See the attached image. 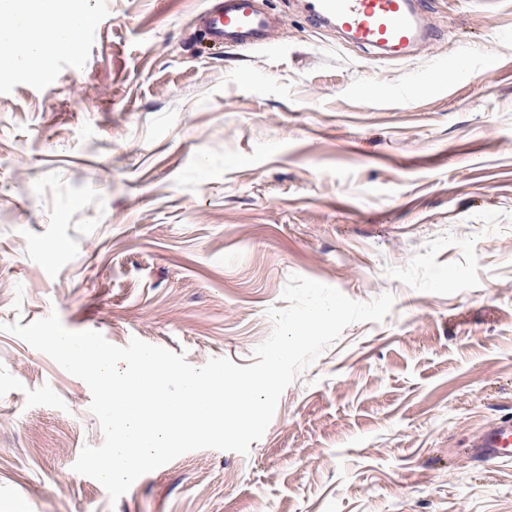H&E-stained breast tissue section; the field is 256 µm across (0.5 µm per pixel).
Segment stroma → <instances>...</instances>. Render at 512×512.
<instances>
[{
  "label": "stroma",
  "instance_id": "1",
  "mask_svg": "<svg viewBox=\"0 0 512 512\" xmlns=\"http://www.w3.org/2000/svg\"><path fill=\"white\" fill-rule=\"evenodd\" d=\"M81 65L0 77V512H512V0H425L389 61L261 0L269 50L209 0H91ZM393 295L298 374L247 454L200 449L118 500L73 465L91 393L6 324L57 314L199 367L254 364L291 276ZM201 21L215 44L268 48L272 45L274 18L257 5L258 0H217ZM469 448L473 458L485 463L512 458V418L489 423Z\"/></svg>",
  "mask_w": 512,
  "mask_h": 512
}]
</instances>
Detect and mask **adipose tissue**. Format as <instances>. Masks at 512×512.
Returning a JSON list of instances; mask_svg holds the SVG:
<instances>
[{"mask_svg":"<svg viewBox=\"0 0 512 512\" xmlns=\"http://www.w3.org/2000/svg\"><path fill=\"white\" fill-rule=\"evenodd\" d=\"M13 22L0 27V76L24 73L31 61L80 46L96 16L90 0H0Z\"/></svg>","mask_w":512,"mask_h":512,"instance_id":"obj_1","label":"adipose tissue"}]
</instances>
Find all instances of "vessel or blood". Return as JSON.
I'll list each match as a JSON object with an SVG mask.
<instances>
[{
  "label": "vessel or blood",
  "instance_id": "1",
  "mask_svg": "<svg viewBox=\"0 0 512 512\" xmlns=\"http://www.w3.org/2000/svg\"><path fill=\"white\" fill-rule=\"evenodd\" d=\"M258 0H217L201 21L216 44L267 48L272 44L273 17ZM304 13L312 24L335 28L352 44L384 51L388 57H407L418 43L436 34L424 24L422 0H305ZM478 461L512 458V418L489 423L469 445Z\"/></svg>",
  "mask_w": 512,
  "mask_h": 512
}]
</instances>
